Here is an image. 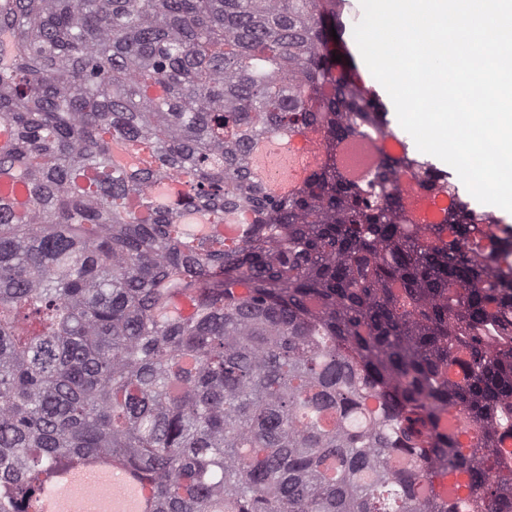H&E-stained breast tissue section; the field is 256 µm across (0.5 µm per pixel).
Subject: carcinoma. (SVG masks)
Here are the masks:
<instances>
[{"mask_svg": "<svg viewBox=\"0 0 512 512\" xmlns=\"http://www.w3.org/2000/svg\"><path fill=\"white\" fill-rule=\"evenodd\" d=\"M339 3L0 0V512L103 461L150 512H512V233L405 138L345 176L396 133ZM308 137H294L288 143L277 141L260 142L254 152L256 174L273 194H287L295 190L309 171L318 163L319 156H305ZM297 158L311 163L309 168L301 167ZM375 139L371 136H365L360 139L359 142L354 144H344L338 149L340 158L348 163L349 175L357 180L361 181L366 177L367 170L373 162V145ZM351 158H356L357 163L352 164Z\"/></svg>", "mask_w": 512, "mask_h": 512, "instance_id": "1", "label": "carcinoma"}]
</instances>
